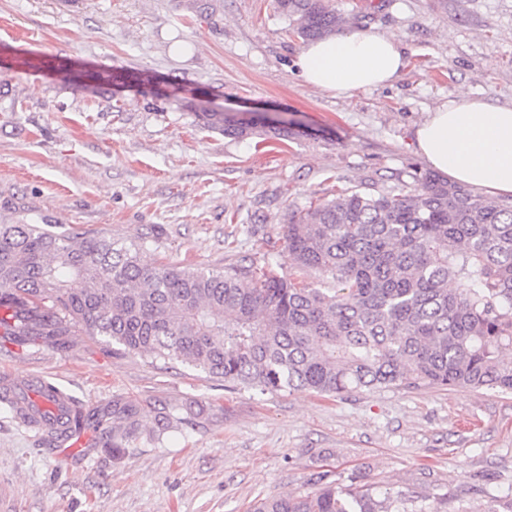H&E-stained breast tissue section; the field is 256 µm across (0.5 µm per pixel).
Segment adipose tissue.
Here are the masks:
<instances>
[{
	"instance_id": "obj_1",
	"label": "adipose tissue",
	"mask_w": 512,
	"mask_h": 512,
	"mask_svg": "<svg viewBox=\"0 0 512 512\" xmlns=\"http://www.w3.org/2000/svg\"><path fill=\"white\" fill-rule=\"evenodd\" d=\"M306 85L352 93L391 82L404 68L399 41L374 32H347L308 44L296 60ZM419 152L456 183L512 195V107L459 91L415 132Z\"/></svg>"
}]
</instances>
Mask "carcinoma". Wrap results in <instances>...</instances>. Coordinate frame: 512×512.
<instances>
[{"mask_svg":"<svg viewBox=\"0 0 512 512\" xmlns=\"http://www.w3.org/2000/svg\"><path fill=\"white\" fill-rule=\"evenodd\" d=\"M304 41L333 34L328 0H277ZM234 139L286 140L288 125L256 129L199 113ZM418 187L345 189L292 218L285 257L325 287L252 264L215 271L150 264L142 243L49 224H0V332L24 346H73L82 332L165 363L180 362L261 393L309 389H490L512 393V201L475 195L430 171ZM455 287H448V283ZM139 406L77 401L70 423L100 431L119 457L143 433ZM186 418L164 407L145 435L160 440ZM403 490L383 494L323 473L314 491L274 496L254 512H408Z\"/></svg>","mask_w":512,"mask_h":512,"instance_id":"1","label":"carcinoma"}]
</instances>
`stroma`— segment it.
<instances>
[{
	"mask_svg": "<svg viewBox=\"0 0 512 512\" xmlns=\"http://www.w3.org/2000/svg\"><path fill=\"white\" fill-rule=\"evenodd\" d=\"M344 30L395 34L406 66L350 95L304 84L276 0H0V223L145 240L144 260L290 272L289 217L347 187L416 188L415 131L460 89L512 106V0H330ZM21 58L34 68L18 66ZM86 70L82 81L69 76ZM124 82L102 79L104 71ZM291 120L295 136L224 137L202 107ZM37 375L84 404L190 407L195 420L113 459L59 460L0 407V512H253L331 471L406 489L427 512H481L512 485V394L421 387L260 393L114 350L0 341V375Z\"/></svg>",
	"mask_w": 512,
	"mask_h": 512,
	"instance_id": "obj_1",
	"label": "stroma"
}]
</instances>
